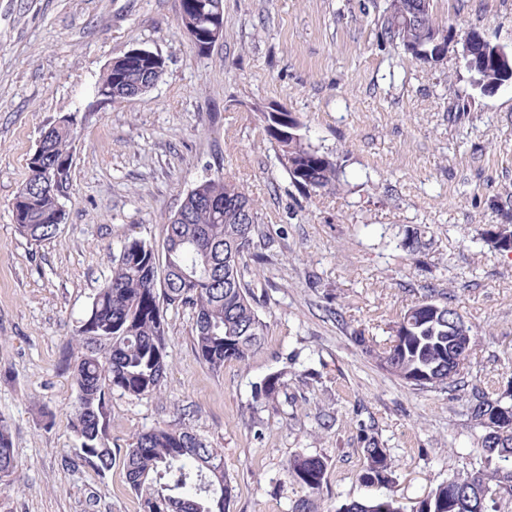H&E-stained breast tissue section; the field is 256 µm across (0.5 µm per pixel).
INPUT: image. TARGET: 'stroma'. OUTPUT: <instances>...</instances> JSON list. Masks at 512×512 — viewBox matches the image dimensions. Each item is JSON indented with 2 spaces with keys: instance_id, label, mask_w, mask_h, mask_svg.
<instances>
[{
  "instance_id": "1",
  "label": "stroma",
  "mask_w": 512,
  "mask_h": 512,
  "mask_svg": "<svg viewBox=\"0 0 512 512\" xmlns=\"http://www.w3.org/2000/svg\"><path fill=\"white\" fill-rule=\"evenodd\" d=\"M385 0H224V36L198 52L181 0H0V419L21 465L0 512H139L121 463L67 470L75 397L63 353L77 319L129 238L155 240L185 194L215 171L244 185L274 239L251 281L269 325L247 364L199 361L190 311L167 313L161 395L113 393L110 445L183 424L224 451L230 512H290L302 491L282 466L327 460L322 512L377 496L362 483L375 437L395 463L405 508L470 469L482 434L462 401L419 392L356 342L389 345L391 326L429 289L447 292L478 338L468 377L512 389V252L485 233L512 197V81L484 92L457 55L429 65L378 33ZM440 24L512 49V0H433ZM160 53L147 93L100 107L93 84L131 49ZM283 107L339 157L348 187L306 196L280 168L259 112ZM79 112L67 221L31 245L10 203L41 131ZM417 230L425 247L403 245ZM288 389L263 404L279 370ZM286 375V372L271 374L256 385L254 387L256 402L274 400L283 389H287L288 380L285 379Z\"/></svg>"
}]
</instances>
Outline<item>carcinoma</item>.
Instances as JSON below:
<instances>
[{
    "mask_svg": "<svg viewBox=\"0 0 512 512\" xmlns=\"http://www.w3.org/2000/svg\"><path fill=\"white\" fill-rule=\"evenodd\" d=\"M224 0H182L180 23L196 35L211 27L212 6ZM380 21V39L410 50L425 47L424 35L447 39L452 28L438 23L431 0H387ZM158 59L145 57L132 70L115 61L95 82L100 105L116 103L114 88L134 91L149 85ZM474 83L485 89L512 79V72L493 60H478ZM277 160L291 182L315 196L343 186L342 164L333 153L314 147L303 124L290 112L261 113ZM78 131L54 122L41 135L39 165L28 174L12 199L18 233L40 245L55 237L57 224H42L68 197L72 185L73 144ZM261 216L243 185L223 174L208 177L185 195L179 208L161 224V243L125 240L112 257V274L97 291L79 321L70 344L80 356L67 363L76 388L69 411L71 432L81 454L64 459L68 468L89 465L103 475L112 469L108 404L117 391L140 399L159 395L168 369L166 311L190 310L195 349L200 362L219 371L227 362L246 363L265 341L268 325L256 309L251 283L245 280L256 253ZM397 338L376 351L365 337L356 340L377 366L415 389L467 392L470 421L481 428L477 465L437 481L419 498L412 512H493L512 500V435L492 434L490 423L512 408L488 384H466L459 364L457 331L468 332L464 359L477 347L473 326L448 302L434 296L408 308L394 322ZM286 373L265 377L254 387V399L270 401L287 388ZM359 474L368 486L394 483L389 449L372 438L363 448ZM125 481L138 499L139 512H229L233 486L224 470V450L214 448L187 426L159 424L136 434L123 457ZM20 464L10 426L0 420V485L12 483ZM290 483L304 495L291 512H319L318 495L326 476L324 459L296 454L284 464ZM339 512H404L393 494L353 500Z\"/></svg>",
    "mask_w": 512,
    "mask_h": 512,
    "instance_id": "1",
    "label": "carcinoma"
}]
</instances>
